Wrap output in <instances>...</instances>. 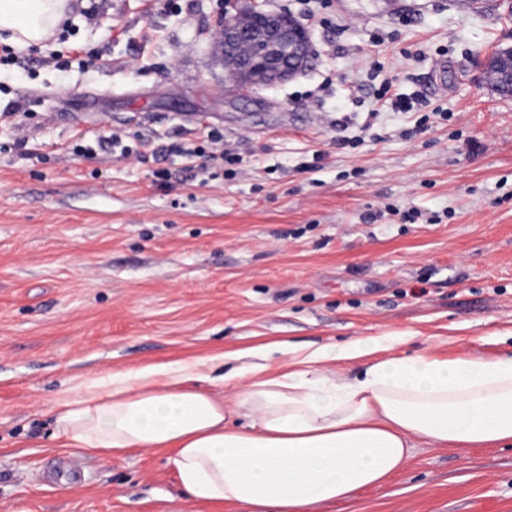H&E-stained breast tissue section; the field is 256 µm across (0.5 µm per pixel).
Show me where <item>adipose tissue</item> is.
<instances>
[{
    "instance_id": "adipose-tissue-1",
    "label": "adipose tissue",
    "mask_w": 512,
    "mask_h": 512,
    "mask_svg": "<svg viewBox=\"0 0 512 512\" xmlns=\"http://www.w3.org/2000/svg\"><path fill=\"white\" fill-rule=\"evenodd\" d=\"M71 12V0H0V40L45 45ZM394 342L282 341L98 377L62 391L55 435L79 452L172 451L188 499L240 512H314L382 486L419 440L512 446V357H397ZM215 385L235 390L234 409Z\"/></svg>"
}]
</instances>
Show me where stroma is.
<instances>
[{
  "label": "stroma",
  "mask_w": 512,
  "mask_h": 512,
  "mask_svg": "<svg viewBox=\"0 0 512 512\" xmlns=\"http://www.w3.org/2000/svg\"><path fill=\"white\" fill-rule=\"evenodd\" d=\"M178 3L94 0L97 22L73 14L0 66V109L24 107L0 119V512H238L186 499L168 454L54 439L62 390L102 373L366 336L512 356V96L483 79L512 47V0H330L305 24L308 67L249 92L217 58L227 0ZM92 48L86 68L54 64ZM383 77L418 109L377 102ZM204 127L238 163L69 151L84 132L168 147ZM317 512H512V447L423 444Z\"/></svg>",
  "instance_id": "stroma-1"
}]
</instances>
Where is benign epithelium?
I'll use <instances>...</instances> for the list:
<instances>
[{
  "label": "benign epithelium",
  "instance_id": "7a95c632",
  "mask_svg": "<svg viewBox=\"0 0 512 512\" xmlns=\"http://www.w3.org/2000/svg\"><path fill=\"white\" fill-rule=\"evenodd\" d=\"M249 20L240 22L239 12H225L218 42L226 74L236 84L253 86L256 73L263 71L270 82H286L299 73L309 58V36L287 15L256 5L245 8ZM499 53L487 58L498 60L502 84L512 88V54L498 59Z\"/></svg>",
  "mask_w": 512,
  "mask_h": 512
}]
</instances>
